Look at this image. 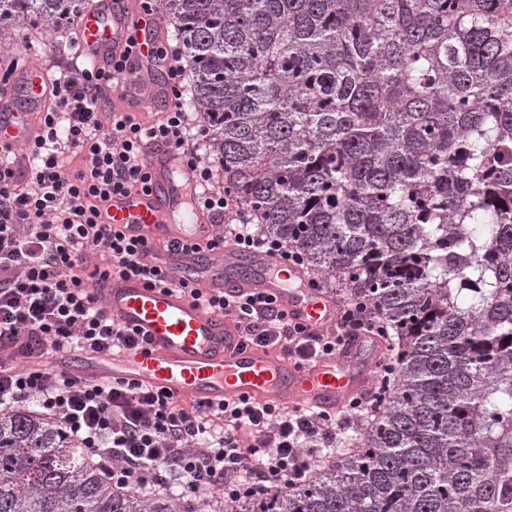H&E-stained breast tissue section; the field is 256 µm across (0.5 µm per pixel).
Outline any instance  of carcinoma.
Listing matches in <instances>:
<instances>
[{"instance_id": "1", "label": "carcinoma", "mask_w": 512, "mask_h": 512, "mask_svg": "<svg viewBox=\"0 0 512 512\" xmlns=\"http://www.w3.org/2000/svg\"><path fill=\"white\" fill-rule=\"evenodd\" d=\"M225 187L398 351L387 404L310 482L235 512H512V0H159ZM83 0H0V33ZM0 512H221L112 487L0 411Z\"/></svg>"}]
</instances>
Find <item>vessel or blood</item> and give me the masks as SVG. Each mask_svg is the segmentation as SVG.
I'll use <instances>...</instances> for the list:
<instances>
[{
    "label": "vessel or blood",
    "instance_id": "b4317fda",
    "mask_svg": "<svg viewBox=\"0 0 512 512\" xmlns=\"http://www.w3.org/2000/svg\"><path fill=\"white\" fill-rule=\"evenodd\" d=\"M166 33L151 19L130 13L124 0H95L74 29L75 58L92 67L120 54L128 38L137 42L138 66L127 68L123 84L136 82L138 67L153 60ZM53 77L35 62L25 63L15 86L25 96L26 111L11 99L0 100V146H27L36 117L50 99ZM173 105L161 83L143 88L131 106L135 112H164ZM146 163L151 176L147 191L113 195L101 215L105 224H119L149 244L173 239L191 243L206 238L213 227L197 203L193 171L173 150L150 147ZM171 286H147L130 278L102 280L98 303L115 323L145 338L146 348L87 358L66 353L61 364L71 374L95 380H124L182 399L219 403L240 397L294 407L335 411L364 391L377 354L370 339L344 340L336 354L295 365L256 346H241L233 319L209 313L180 295L175 284L235 293L258 290L285 305L295 322L313 329L334 324L336 303L308 287L304 272L283 265L268 254L232 248L189 254H163Z\"/></svg>",
    "mask_w": 512,
    "mask_h": 512
}]
</instances>
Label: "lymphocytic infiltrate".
<instances>
[{
  "label": "lymphocytic infiltrate",
  "instance_id": "f902f5d3",
  "mask_svg": "<svg viewBox=\"0 0 512 512\" xmlns=\"http://www.w3.org/2000/svg\"><path fill=\"white\" fill-rule=\"evenodd\" d=\"M155 62L166 72L172 110L148 121L138 112L96 109V100L119 86L125 62L100 68L76 62L54 81L25 168L17 167L11 147H0V410L36 403L119 488H175L229 507L305 485L322 462L315 449L335 447L345 424H367L380 413L395 358L380 359L372 389L335 413L246 397L216 405L186 402L54 366L62 349L93 354L142 348V338L99 307L93 284L111 275L164 284L161 252L232 246L307 266L300 249L265 235L247 208L218 187V168L206 151L210 129L182 102L187 73L180 48L158 49ZM155 145L174 150L195 171L201 209L214 224H229L228 233L156 249L127 237L120 225L98 223L113 193L147 189L145 151ZM182 291L206 311L231 314L241 345L299 364L333 355L347 336L390 335L376 308L341 283L336 321L321 333L292 322L274 297L261 292L228 295L188 283Z\"/></svg>",
  "mask_w": 512,
  "mask_h": 512
}]
</instances>
